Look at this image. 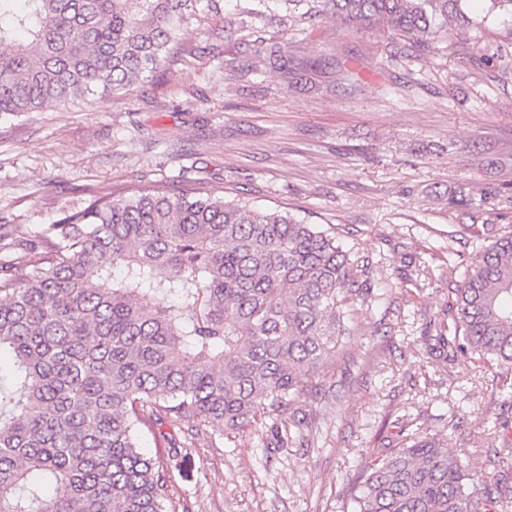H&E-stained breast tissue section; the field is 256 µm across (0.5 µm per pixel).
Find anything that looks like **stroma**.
<instances>
[{"label": "stroma", "mask_w": 512, "mask_h": 512, "mask_svg": "<svg viewBox=\"0 0 512 512\" xmlns=\"http://www.w3.org/2000/svg\"><path fill=\"white\" fill-rule=\"evenodd\" d=\"M240 0H218L182 35L170 72L110 97L0 117V229L36 232L89 192L163 183L286 207L338 225L368 260L381 306L359 310L291 412L304 437L270 447L261 424L236 439L209 428L165 461L188 512H343L357 472L382 449L429 434L477 472L480 495H512V390L505 368L458 357L440 368L427 337L486 237L512 229V74L480 64L512 42L487 23L457 57L386 70L388 34L333 20L291 41L275 12L225 32ZM468 206L449 199L458 191ZM432 283L411 290L412 255Z\"/></svg>", "instance_id": "obj_1"}]
</instances>
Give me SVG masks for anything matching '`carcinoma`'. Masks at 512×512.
<instances>
[{
	"label": "carcinoma",
	"instance_id": "obj_1",
	"mask_svg": "<svg viewBox=\"0 0 512 512\" xmlns=\"http://www.w3.org/2000/svg\"><path fill=\"white\" fill-rule=\"evenodd\" d=\"M466 0H248L308 19L387 30L428 56L456 51L496 9ZM201 0H0V116L105 96L170 65ZM0 250V512L167 510L164 469L138 433L196 422L235 439L272 421L296 439L291 402L334 353L338 304L371 308L372 268L334 233L288 211L196 188L105 193ZM172 269L169 277L160 275ZM452 322H447V317ZM443 361L477 355L512 369V230L465 263L437 324ZM162 454L179 444L154 433ZM352 512H487L474 478L440 442L410 437L361 469Z\"/></svg>",
	"mask_w": 512,
	"mask_h": 512
}]
</instances>
